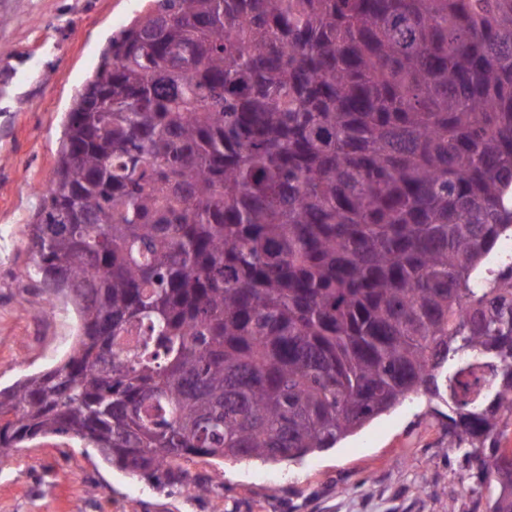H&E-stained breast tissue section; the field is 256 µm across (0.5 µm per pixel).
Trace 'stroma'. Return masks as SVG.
<instances>
[{"label": "stroma", "instance_id": "stroma-1", "mask_svg": "<svg viewBox=\"0 0 512 512\" xmlns=\"http://www.w3.org/2000/svg\"><path fill=\"white\" fill-rule=\"evenodd\" d=\"M148 0H0V388L59 364L76 311L27 274L30 225L67 114L109 39ZM448 408L418 397L296 462H186L187 479L134 477L71 437L0 460V512H487L493 479L462 480Z\"/></svg>", "mask_w": 512, "mask_h": 512}]
</instances>
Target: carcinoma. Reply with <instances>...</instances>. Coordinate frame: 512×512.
Wrapping results in <instances>:
<instances>
[{"instance_id": "cac0c4a2", "label": "carcinoma", "mask_w": 512, "mask_h": 512, "mask_svg": "<svg viewBox=\"0 0 512 512\" xmlns=\"http://www.w3.org/2000/svg\"><path fill=\"white\" fill-rule=\"evenodd\" d=\"M68 113L35 274L67 358L0 389V457L129 473L336 447L411 393L512 512V0H152Z\"/></svg>"}]
</instances>
